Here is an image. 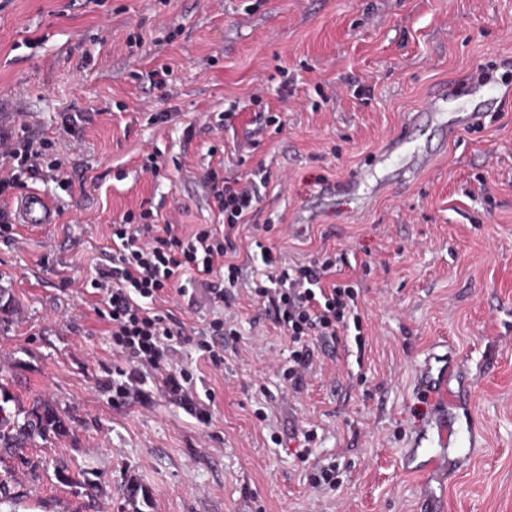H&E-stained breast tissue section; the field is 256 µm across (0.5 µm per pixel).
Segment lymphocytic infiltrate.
<instances>
[{
  "label": "lymphocytic infiltrate",
  "mask_w": 512,
  "mask_h": 512,
  "mask_svg": "<svg viewBox=\"0 0 512 512\" xmlns=\"http://www.w3.org/2000/svg\"><path fill=\"white\" fill-rule=\"evenodd\" d=\"M50 147V142L21 141L0 130V194L26 187L47 170L54 172L59 184L69 183L61 163L49 159ZM205 183L223 217L222 227L201 224L185 233L173 222L157 223L152 210L126 212L112 227L108 262L98 268L90 286L96 298L94 311L107 326L112 352L130 368L126 379L113 380V396L124 399L135 394L140 375L147 373L167 394L189 401L199 423L206 426L212 419L208 406L191 400L193 372L173 366L186 325L159 308L160 303L187 296L190 286L203 284L217 302L223 301L229 286L264 306L290 347L288 365L281 374L294 398L307 387L316 367L318 345L350 336L361 347L365 338L360 291L352 280L339 278L333 255L290 264L259 240L255 246L262 268L252 278H244L235 261L238 231L252 220L261 190L269 183L267 174L228 178L213 168ZM206 332L203 357L221 366L225 344L239 336L237 319L232 315L214 318Z\"/></svg>",
  "instance_id": "lymphocytic-infiltrate-1"
}]
</instances>
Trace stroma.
Instances as JSON below:
<instances>
[{
	"instance_id": "stroma-1",
	"label": "stroma",
	"mask_w": 512,
	"mask_h": 512,
	"mask_svg": "<svg viewBox=\"0 0 512 512\" xmlns=\"http://www.w3.org/2000/svg\"><path fill=\"white\" fill-rule=\"evenodd\" d=\"M161 65L172 74L158 88L148 73ZM478 73L495 88L479 102ZM451 83L445 121L483 112L484 126L446 141L417 131L407 148L427 167L378 189L374 154ZM77 111L67 135L61 115ZM261 113L281 128L261 127ZM2 127L53 142L72 177L65 190L32 184L56 223L0 241V398H40L68 428L14 463L26 512H417L427 493L441 512H512V0H0ZM151 154L156 178L142 169ZM216 166L270 174L240 229L244 274L258 224L288 262L341 256L366 344L360 356L336 344L289 398L288 341L239 297L240 337L220 368L201 367L192 340L174 356L214 391L203 427L149 379L146 401H113L120 362L85 284L127 211L216 223L203 184ZM363 168V195L331 192ZM306 212L312 222L292 227ZM168 308L190 329L225 312L201 285ZM450 349L468 361L486 445L443 479L403 469L401 455L426 414L416 366ZM331 458L342 486L311 488V461ZM61 464L82 496L56 480Z\"/></svg>"
}]
</instances>
